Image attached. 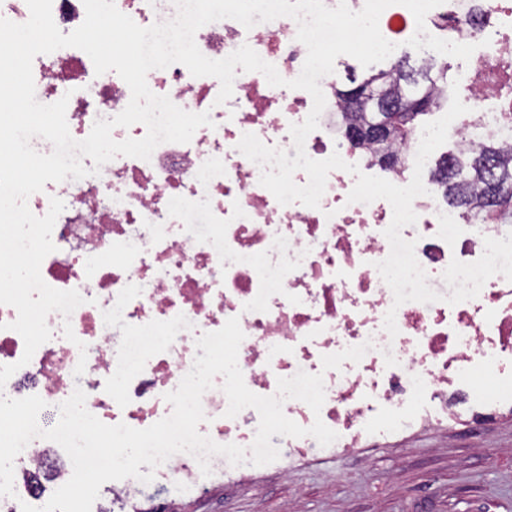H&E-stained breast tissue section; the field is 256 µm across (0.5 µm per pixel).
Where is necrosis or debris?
Wrapping results in <instances>:
<instances>
[{"instance_id":"4bbe7bcc","label":"necrosis or debris","mask_w":512,"mask_h":512,"mask_svg":"<svg viewBox=\"0 0 512 512\" xmlns=\"http://www.w3.org/2000/svg\"><path fill=\"white\" fill-rule=\"evenodd\" d=\"M122 13L148 27L172 20L173 0H114ZM475 25L456 34L474 45L471 63L479 82L467 86V113L449 128L459 150L474 148L477 132L501 134L512 114V6L499 0H445L425 18L427 33L453 20ZM289 17L245 28L223 19L200 28L199 50L221 59L249 45L287 80L299 76L307 49ZM35 95L43 104L67 99L71 136L85 139L98 119L118 115L128 104L127 84L113 71L96 74L90 57L66 47L33 60ZM335 75L319 84L326 106L319 127L305 140L315 160L339 153L362 173L373 174L367 151L337 135L345 123L331 93ZM149 89L180 108L209 112L212 126L190 142L163 143L150 160L117 156L99 174L46 183L27 200L38 217L51 198L65 208L53 231L54 252L40 268L58 290H78L84 304L70 316L74 340L64 339L60 313L47 317L53 333L28 364L24 341L9 324L17 311L0 305V365L17 370L0 393L12 399L40 396L56 407L75 389L106 424L147 428L172 411L164 396L176 390L197 354L196 339L232 317L245 335L238 365L246 386L261 396L298 371L322 374L320 413L296 399L284 414L302 427L315 419L336 432L327 446L313 437L272 436L280 452L274 469L329 455L349 457L385 438L414 430H441L448 422H476L512 410V282L497 274L476 298L451 305L443 273L451 260L471 263L485 238L512 233L510 224H465L434 194L412 207L415 224L401 230L439 301L394 306V296L375 267L390 253L384 231L393 210L383 199L352 203L357 176L332 170L319 207L279 204L260 185V167L237 148L243 134L295 155L291 124L303 122L313 100L301 89L270 86L258 72H238L233 95L217 104L220 83L195 77L181 64L151 70ZM395 310L398 333L384 329ZM83 375H75L78 361ZM222 376L204 393L206 419L198 430L220 444L250 447L259 425L255 409L226 417Z\"/></svg>"}]
</instances>
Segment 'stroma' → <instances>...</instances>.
I'll list each match as a JSON object with an SVG mask.
<instances>
[{"label": "stroma", "mask_w": 512, "mask_h": 512, "mask_svg": "<svg viewBox=\"0 0 512 512\" xmlns=\"http://www.w3.org/2000/svg\"><path fill=\"white\" fill-rule=\"evenodd\" d=\"M512 512V417L475 429L413 434L344 459H314L288 473L260 472L232 487L216 480L181 496L150 483L124 512Z\"/></svg>", "instance_id": "1"}]
</instances>
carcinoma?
Returning <instances> with one entry per match:
<instances>
[{
	"mask_svg": "<svg viewBox=\"0 0 512 512\" xmlns=\"http://www.w3.org/2000/svg\"><path fill=\"white\" fill-rule=\"evenodd\" d=\"M438 88L448 90V66L434 61L412 64L405 59L351 88H337L335 93L345 110L355 114L351 128L391 120L384 138L366 140L371 161L380 164L393 145L411 137L420 117L441 106L442 98L435 95ZM435 168L438 189L463 215H470L476 203L480 207L476 220L491 224L512 221V163L502 158L496 136H486L464 158L441 156Z\"/></svg>",
	"mask_w": 512,
	"mask_h": 512,
	"instance_id": "carcinoma-1",
	"label": "carcinoma"
}]
</instances>
